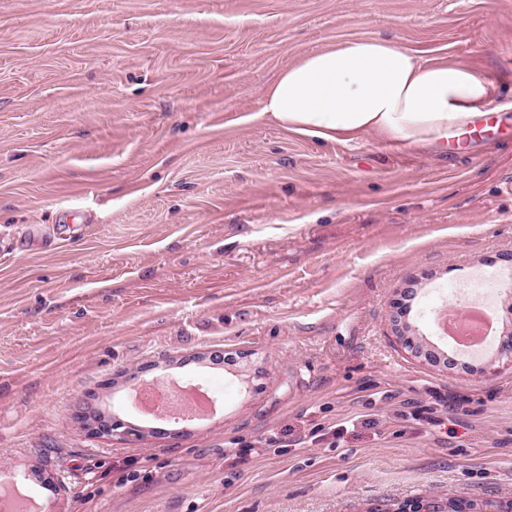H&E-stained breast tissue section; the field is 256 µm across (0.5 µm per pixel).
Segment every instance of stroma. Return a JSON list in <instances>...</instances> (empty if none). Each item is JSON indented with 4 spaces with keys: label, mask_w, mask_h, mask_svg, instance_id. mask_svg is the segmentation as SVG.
Returning <instances> with one entry per match:
<instances>
[{
    "label": "stroma",
    "mask_w": 512,
    "mask_h": 512,
    "mask_svg": "<svg viewBox=\"0 0 512 512\" xmlns=\"http://www.w3.org/2000/svg\"><path fill=\"white\" fill-rule=\"evenodd\" d=\"M349 36L489 75L497 131L441 153L260 117ZM485 265L503 326L512 0H0V474L50 477L45 512H484L512 496V367L418 361L390 316L452 352L434 312ZM148 364L220 410L153 436ZM96 409L142 435L91 436Z\"/></svg>",
    "instance_id": "1"
}]
</instances>
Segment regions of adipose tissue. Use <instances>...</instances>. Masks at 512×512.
Returning <instances> with one entry per match:
<instances>
[{
	"instance_id": "obj_1",
	"label": "adipose tissue",
	"mask_w": 512,
	"mask_h": 512,
	"mask_svg": "<svg viewBox=\"0 0 512 512\" xmlns=\"http://www.w3.org/2000/svg\"><path fill=\"white\" fill-rule=\"evenodd\" d=\"M495 98L494 82L467 65L421 59L388 38L350 37L286 66L261 113L324 142L372 134L444 151L450 137L490 114Z\"/></svg>"
}]
</instances>
